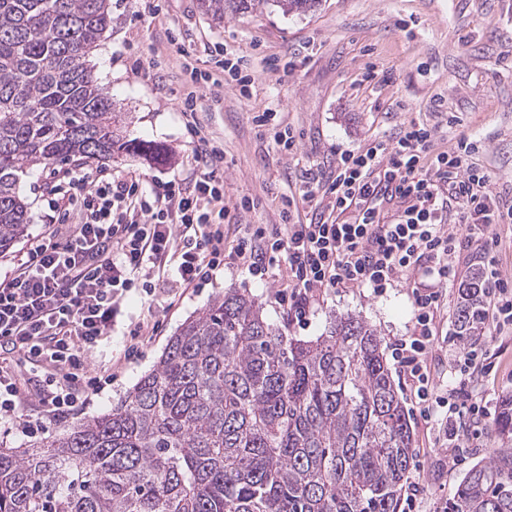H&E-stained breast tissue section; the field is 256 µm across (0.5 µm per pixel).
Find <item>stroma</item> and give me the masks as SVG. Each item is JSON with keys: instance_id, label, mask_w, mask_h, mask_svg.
Returning <instances> with one entry per match:
<instances>
[{"instance_id": "stroma-1", "label": "stroma", "mask_w": 512, "mask_h": 512, "mask_svg": "<svg viewBox=\"0 0 512 512\" xmlns=\"http://www.w3.org/2000/svg\"><path fill=\"white\" fill-rule=\"evenodd\" d=\"M110 7L112 25L86 63L117 109L126 112L130 136L163 147L168 155L148 162L123 154L86 161L85 169L137 177L147 185L156 179L194 180L192 145L179 109L186 85L181 62L187 54L198 68H211L208 50L218 43L246 57L255 78L250 98H242L227 80L201 88L197 99L200 122L224 144V203L232 209V222L278 223L283 194L299 192L309 172L329 170L337 151L367 146L413 120L444 124L449 112L460 122L448 136H437L436 148L446 147L452 137H480L484 148L478 162L491 176L492 195L512 201V0H319L314 10L287 14L263 0L220 20L199 0H164L156 18L140 17L141 0H110ZM273 57L279 60L275 70L267 64ZM135 58L161 67L155 74L134 73L129 62ZM371 65L379 76L369 81L365 73ZM268 109L292 127L296 153L281 152L272 133L258 131L253 118ZM59 169L56 162L36 164L22 177L19 191L30 223L12 249L0 255L1 271L10 270L30 239L46 231L47 188ZM244 197L253 199V209L235 211ZM177 278L172 270L164 282L166 295L174 299L172 309L148 307L136 294L124 300L123 315L99 360L122 352L137 323L159 322V335L140 357L123 364L88 408L71 415L70 423L120 402L152 369L177 328L228 288L247 290L262 303L269 322L289 336L326 334L332 319L347 313L377 329L387 347L410 336L413 328L411 292L402 283L381 294L369 288L318 291L309 322L301 327L276 300L286 282L285 267L258 281L242 266L228 263L211 282L186 291ZM458 302L457 288H450L437 319L432 370L442 390L454 382L448 361L455 349L448 338L455 333ZM499 361L496 377L471 385L493 416L501 400L512 395V339L504 341ZM394 382L415 448L406 491L416 496V512H443L469 470L488 459L490 445L475 447L461 438L468 455L463 463H453L438 439L443 414L424 417L409 385L399 376Z\"/></svg>"}]
</instances>
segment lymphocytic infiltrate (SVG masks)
I'll return each instance as SVG.
<instances>
[{
	"label": "lymphocytic infiltrate",
	"instance_id": "f902f5d3",
	"mask_svg": "<svg viewBox=\"0 0 512 512\" xmlns=\"http://www.w3.org/2000/svg\"><path fill=\"white\" fill-rule=\"evenodd\" d=\"M182 68L189 82L181 112L200 169L194 184L169 180L146 188L109 172H65L50 189L55 228L34 237L24 259L0 278V433L46 435L109 384L92 358L111 338L132 291L158 299L154 280L172 262L184 287L199 286L228 256L262 281L285 264L280 299L301 326L315 290L379 294L410 274L413 332L394 345L392 358L423 415L446 409L449 435L464 420L479 424L487 408L469 384L492 374L496 353L486 344L460 351L459 383L444 396L434 390L429 355L437 315L466 253L484 260L493 334L512 333V282L500 271L490 234L492 226L512 223V204L492 197L489 175L474 161L480 140L461 137L437 152L435 128L410 122L392 137L337 152L334 170L310 177L301 195L282 198L280 223L236 225L231 241L224 229V148L196 115V87L214 77L188 61ZM301 201L309 216L296 222ZM388 205L395 208L389 219ZM33 400L42 408L36 418L25 412Z\"/></svg>",
	"mask_w": 512,
	"mask_h": 512
}]
</instances>
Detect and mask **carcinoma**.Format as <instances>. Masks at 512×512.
Here are the masks:
<instances>
[{"instance_id": "cac0c4a2", "label": "carcinoma", "mask_w": 512, "mask_h": 512, "mask_svg": "<svg viewBox=\"0 0 512 512\" xmlns=\"http://www.w3.org/2000/svg\"><path fill=\"white\" fill-rule=\"evenodd\" d=\"M110 0H0V253L29 215V166L155 154L85 63ZM262 0H201L212 16ZM285 13L317 0H272ZM483 279L459 286L455 334L484 325ZM448 512H512V398ZM413 439L382 340L341 315L310 340L230 288L170 338L133 390L89 421L0 448V512H402Z\"/></svg>"}]
</instances>
